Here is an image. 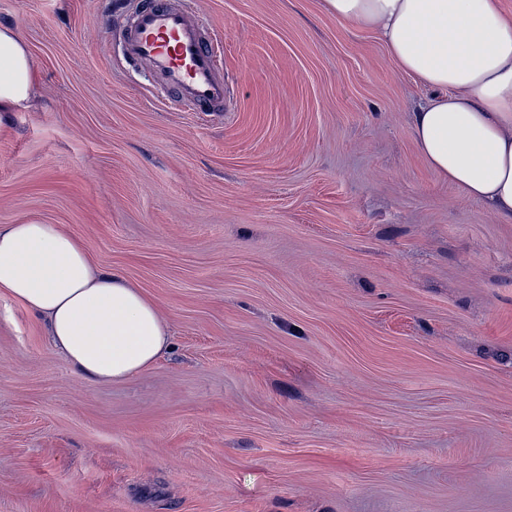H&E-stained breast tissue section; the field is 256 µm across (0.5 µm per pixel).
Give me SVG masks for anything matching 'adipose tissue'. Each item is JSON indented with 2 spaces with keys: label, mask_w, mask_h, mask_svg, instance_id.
<instances>
[{
  "label": "adipose tissue",
  "mask_w": 512,
  "mask_h": 512,
  "mask_svg": "<svg viewBox=\"0 0 512 512\" xmlns=\"http://www.w3.org/2000/svg\"><path fill=\"white\" fill-rule=\"evenodd\" d=\"M323 2L430 89L411 121L430 169L512 223V15L500 0ZM33 87L27 48L0 26V112L28 105ZM0 296L43 320L52 346L92 382L142 373L169 348L154 302L54 224L0 225Z\"/></svg>",
  "instance_id": "ef3b65f1"
}]
</instances>
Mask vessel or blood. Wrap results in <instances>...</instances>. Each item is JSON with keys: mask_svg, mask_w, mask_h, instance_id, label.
I'll list each match as a JSON object with an SVG mask.
<instances>
[{"mask_svg": "<svg viewBox=\"0 0 512 512\" xmlns=\"http://www.w3.org/2000/svg\"><path fill=\"white\" fill-rule=\"evenodd\" d=\"M135 63L159 73L170 97L192 112L224 103L222 63L183 0H144L124 38Z\"/></svg>", "mask_w": 512, "mask_h": 512, "instance_id": "vessel-or-blood-1", "label": "vessel or blood"}]
</instances>
